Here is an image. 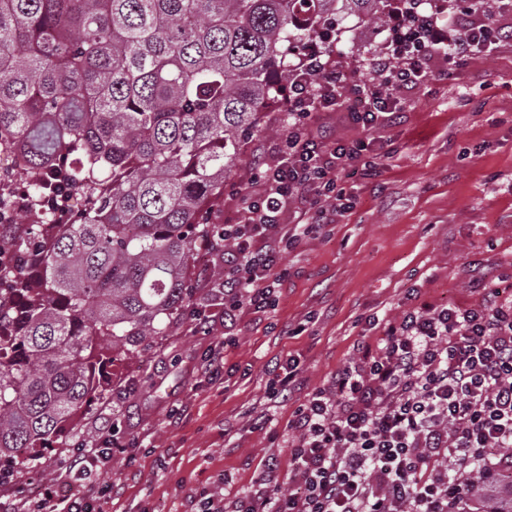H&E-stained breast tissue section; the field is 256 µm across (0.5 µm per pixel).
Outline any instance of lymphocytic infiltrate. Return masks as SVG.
Here are the masks:
<instances>
[{
	"label": "lymphocytic infiltrate",
	"mask_w": 512,
	"mask_h": 512,
	"mask_svg": "<svg viewBox=\"0 0 512 512\" xmlns=\"http://www.w3.org/2000/svg\"><path fill=\"white\" fill-rule=\"evenodd\" d=\"M413 22L376 56V77L350 83L342 64L319 48L303 54L288 92L285 158L261 173L224 220V278L211 289L225 320L265 309L271 278L288 244L334 223L345 205L326 195L339 174L357 169L363 144L314 138L317 112L356 100L350 118L362 127L393 113L397 92L431 73L433 59L456 65L496 45L501 29L473 15L453 35L437 16L410 7ZM308 221L285 224L292 201ZM473 307L421 303L388 324L377 344L359 343L330 386L312 391L288 423V467L264 459L244 491L203 490L190 512H453L464 467L512 472V298L491 281ZM125 443L74 451L46 482L49 512H102L90 478Z\"/></svg>",
	"instance_id": "f902f5d3"
}]
</instances>
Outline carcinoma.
Returning <instances> with one entry per match:
<instances>
[{
	"mask_svg": "<svg viewBox=\"0 0 512 512\" xmlns=\"http://www.w3.org/2000/svg\"><path fill=\"white\" fill-rule=\"evenodd\" d=\"M405 0H0V151L38 221L0 236V463L32 459L106 397L104 365L190 303L242 137L332 15L385 27ZM65 194L60 222L48 200ZM467 476L457 512H512V477Z\"/></svg>",
	"mask_w": 512,
	"mask_h": 512,
	"instance_id": "carcinoma-1",
	"label": "carcinoma"
}]
</instances>
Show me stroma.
<instances>
[{
	"instance_id": "stroma-1",
	"label": "stroma",
	"mask_w": 512,
	"mask_h": 512,
	"mask_svg": "<svg viewBox=\"0 0 512 512\" xmlns=\"http://www.w3.org/2000/svg\"><path fill=\"white\" fill-rule=\"evenodd\" d=\"M339 29L350 80H373L369 55L382 51L391 28L347 20ZM399 99L393 116L369 128L341 107L310 118L314 137L367 142L364 158L376 175L339 177L343 216L293 243L272 305L233 325H225L208 286L220 262L197 245L191 303L168 335L109 366L107 398L25 470L29 501H38L39 478L52 476L57 460L114 434L128 449L94 476L113 488L103 512H187L189 495L222 490L228 475L235 488L247 487L268 455L287 458L271 434L287 430L306 393L328 385L357 343L376 341L409 305L478 304L473 282L485 275L500 277L512 294V36L467 58L454 78L432 73ZM287 133V101L270 102L264 131L246 138L224 181L212 223H223L239 195L254 189L261 165L279 162ZM215 348L224 366L212 376L204 365ZM290 356L299 362L295 391L273 396L271 369ZM260 417L266 429H254Z\"/></svg>"
}]
</instances>
